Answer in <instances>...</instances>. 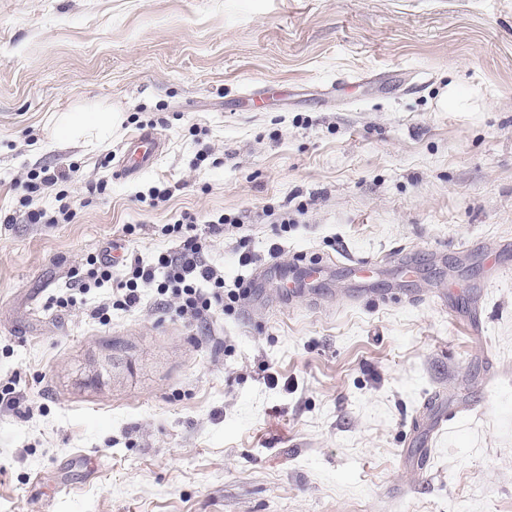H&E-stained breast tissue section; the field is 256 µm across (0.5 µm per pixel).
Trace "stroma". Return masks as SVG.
Segmentation results:
<instances>
[{"instance_id":"stroma-1","label":"stroma","mask_w":512,"mask_h":512,"mask_svg":"<svg viewBox=\"0 0 512 512\" xmlns=\"http://www.w3.org/2000/svg\"><path fill=\"white\" fill-rule=\"evenodd\" d=\"M88 105L126 120L56 141ZM42 165L77 166L76 216L0 223V512H512V0H0V210ZM186 212L240 219L225 288L290 294L206 329L149 288L57 305ZM164 144L157 133L142 132L127 143L121 166L127 174L150 168L162 153ZM86 263L92 268L88 272V279H78L68 290H78L79 293H87L90 288H100L104 283L112 279L111 265L98 257H88Z\"/></svg>"}]
</instances>
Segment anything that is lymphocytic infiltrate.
Returning <instances> with one entry per match:
<instances>
[{
	"instance_id": "1",
	"label": "lymphocytic infiltrate",
	"mask_w": 512,
	"mask_h": 512,
	"mask_svg": "<svg viewBox=\"0 0 512 512\" xmlns=\"http://www.w3.org/2000/svg\"><path fill=\"white\" fill-rule=\"evenodd\" d=\"M66 179V173L47 166L27 171L20 180L22 195L11 211L0 213V223L14 224L21 220L31 224L71 222L75 211L67 191L60 188ZM48 192L54 193L58 203L51 211L37 205L40 196ZM195 222L194 216L185 214L166 227V234L175 235L177 242L174 247L160 252L154 263L147 264L139 255H130L126 260L127 279L117 283L110 300L96 307L93 317L106 323L110 320L111 309H135L146 288L154 289L163 301L172 303L176 315L197 323L208 322L218 312L234 313L245 303L253 293L251 282L241 279L234 289H225L223 273L207 260L211 247L209 237L223 233L226 217H212L210 234L206 237L194 233Z\"/></svg>"
}]
</instances>
